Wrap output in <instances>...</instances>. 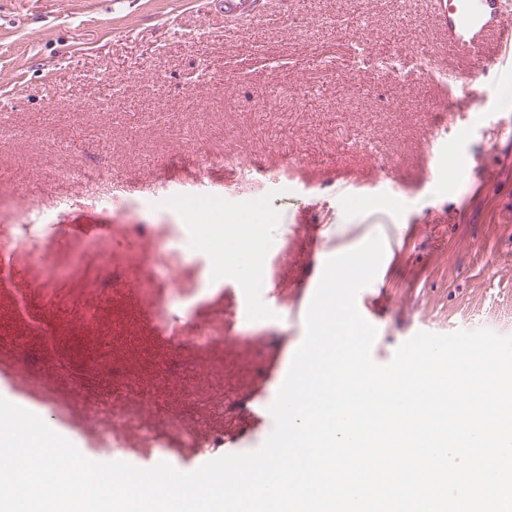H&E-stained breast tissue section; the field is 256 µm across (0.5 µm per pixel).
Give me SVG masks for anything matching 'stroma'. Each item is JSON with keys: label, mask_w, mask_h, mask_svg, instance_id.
<instances>
[{"label": "stroma", "mask_w": 512, "mask_h": 512, "mask_svg": "<svg viewBox=\"0 0 512 512\" xmlns=\"http://www.w3.org/2000/svg\"><path fill=\"white\" fill-rule=\"evenodd\" d=\"M225 0H0V110L26 140L0 143V197L20 213L39 212L45 258L72 247L67 224L139 219L184 224L211 245L192 211L169 197H219L216 223L263 240L253 265L211 277L199 264L159 266L163 292L152 314L193 336L224 308V283L287 288L289 309L311 301L307 284L336 250L398 230L372 282L375 342L385 360L417 332L488 328L512 335V72L483 73L469 55L449 51L438 0H247L262 26L228 18ZM361 19L346 37L320 16ZM412 53L436 48L457 73L466 112L452 118L443 86L427 76L402 79L371 70L350 74L352 42ZM329 66H318V59ZM263 161L245 180L216 167L202 172L189 154ZM97 167L93 182L61 187L56 170ZM465 166L466 177L455 174ZM495 174L493 192L478 190ZM140 201L137 212L112 205ZM324 228L327 244L310 253L300 237ZM0 280V379L16 386L13 403L42 414L96 462L147 468L165 461L190 472L223 456V447L190 451L167 441L141 446L127 435L109 447L101 401L113 398L117 372L126 393L150 386L175 404L193 397L198 436L223 439L246 425L240 400L250 380L233 367L200 362L184 349L158 358L152 330L123 296L60 289L47 308L23 250L12 251ZM241 336H284L291 362L305 331L257 304Z\"/></svg>", "instance_id": "stroma-1"}]
</instances>
